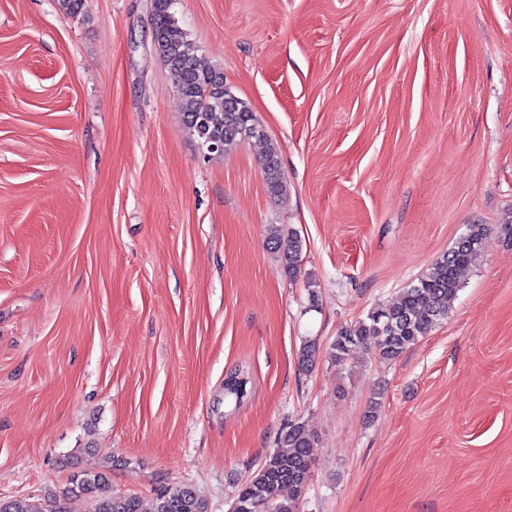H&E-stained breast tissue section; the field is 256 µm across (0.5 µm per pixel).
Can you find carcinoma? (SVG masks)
I'll return each mask as SVG.
<instances>
[{
    "label": "carcinoma",
    "instance_id": "obj_1",
    "mask_svg": "<svg viewBox=\"0 0 512 512\" xmlns=\"http://www.w3.org/2000/svg\"><path fill=\"white\" fill-rule=\"evenodd\" d=\"M174 0H153L152 30L156 35V54L174 79L182 101L183 121L201 148L205 142L220 144L227 151L257 133L261 124L254 112L232 107V91L221 68L198 55L172 12ZM265 181L271 194L279 197L287 185L276 151L268 152ZM487 236L483 224H470L454 246L438 258L428 271L399 295L395 303L369 312L366 318L341 331L331 344L329 356L341 364L366 343H373L382 362L399 358L407 349L428 335L433 326L448 317L458 291L466 280L475 258L482 252ZM272 249L282 255L284 268L293 277L302 253L297 234L283 235L272 230ZM318 349L304 342L298 364L308 372L316 363ZM315 439L299 421H290L277 440V449L241 484L231 512H298V501L307 488L313 468ZM293 495H282L284 488ZM67 497H86L93 501L90 512H143L139 498L114 495L104 471H75L65 491ZM59 499L30 498L0 500V512H53ZM150 512H208L204 499L186 485L159 489Z\"/></svg>",
    "mask_w": 512,
    "mask_h": 512
}]
</instances>
